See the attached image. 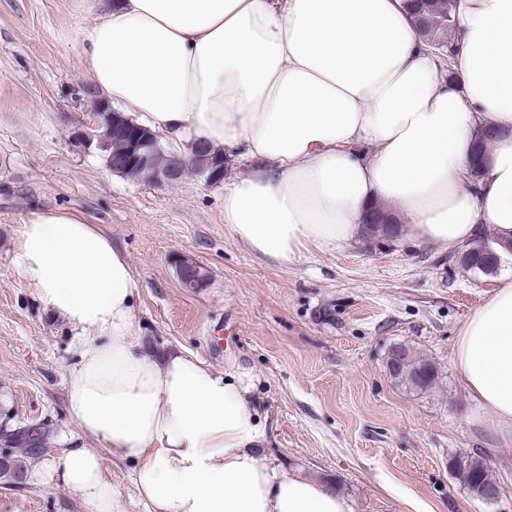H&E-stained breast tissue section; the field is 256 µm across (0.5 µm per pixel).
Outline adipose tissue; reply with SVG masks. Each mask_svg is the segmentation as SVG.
Returning a JSON list of instances; mask_svg holds the SVG:
<instances>
[{"label": "adipose tissue", "mask_w": 512, "mask_h": 512, "mask_svg": "<svg viewBox=\"0 0 512 512\" xmlns=\"http://www.w3.org/2000/svg\"><path fill=\"white\" fill-rule=\"evenodd\" d=\"M450 78L404 0H104L82 35L93 86L190 153L251 162L224 193V227L286 263L363 235L369 209L419 244L452 250L479 229L512 242V0H457ZM501 131L479 177L470 149ZM20 274L79 329L67 403L98 448L53 455L51 478L90 512H123L99 447L132 467L143 512H352L334 488L265 453L242 375L185 348L144 344L141 282L124 251L77 212H32ZM462 388L512 444V267L462 325Z\"/></svg>", "instance_id": "ef3b65f1"}]
</instances>
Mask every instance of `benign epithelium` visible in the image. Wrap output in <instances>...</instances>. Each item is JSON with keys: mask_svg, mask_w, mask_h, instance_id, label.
Segmentation results:
<instances>
[{"mask_svg": "<svg viewBox=\"0 0 512 512\" xmlns=\"http://www.w3.org/2000/svg\"><path fill=\"white\" fill-rule=\"evenodd\" d=\"M78 132L88 150H106L114 138L122 141L124 147L115 151L112 157V168L117 170L130 172L145 168L152 171L153 179L170 183L179 180L191 169V161L175 152L165 153L159 138H150L146 135V129L133 122H123L119 114L101 97L95 99L88 120L82 123ZM160 155L165 156V162H156ZM469 251L486 256L490 265L500 259L488 239L480 236L470 242ZM404 361L403 349L399 346L391 348L385 362L388 374L392 376L401 370Z\"/></svg>", "mask_w": 512, "mask_h": 512, "instance_id": "obj_1", "label": "benign epithelium"}]
</instances>
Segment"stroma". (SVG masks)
I'll return each mask as SVG.
<instances>
[{"mask_svg": "<svg viewBox=\"0 0 512 512\" xmlns=\"http://www.w3.org/2000/svg\"><path fill=\"white\" fill-rule=\"evenodd\" d=\"M101 13L100 0H0V425L48 433L39 451L0 444L11 462L0 512H88L46 471L60 449L96 442L80 437L66 401L79 331L42 305L16 262L40 208L76 211L107 233L143 283V336L247 374L268 453L337 484L354 512H512V445L473 421L454 359L497 272L403 232L310 245L280 263L224 227V187L246 165L227 162L218 184L191 171L174 184L112 173L74 137L90 110L81 35ZM186 257L206 268L203 287H181L175 264ZM397 344L437 366L431 390L387 375ZM469 452L485 458L499 499L472 497L450 473L449 458Z\"/></svg>", "mask_w": 512, "mask_h": 512, "instance_id": "35a3bbf8", "label": "stroma"}]
</instances>
